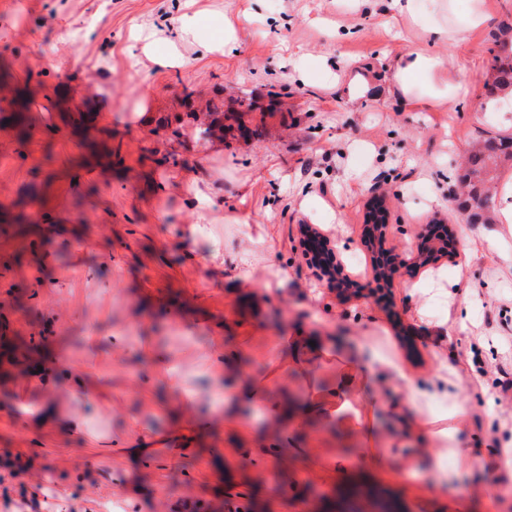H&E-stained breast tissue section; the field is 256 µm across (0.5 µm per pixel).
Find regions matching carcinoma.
<instances>
[{"instance_id":"cac0c4a2","label":"carcinoma","mask_w":512,"mask_h":512,"mask_svg":"<svg viewBox=\"0 0 512 512\" xmlns=\"http://www.w3.org/2000/svg\"><path fill=\"white\" fill-rule=\"evenodd\" d=\"M490 64L492 95H512V24L501 27ZM512 166V135H491L476 142L465 158L458 180L464 188L459 208L473 224L490 222L489 207L496 193L500 169Z\"/></svg>"}]
</instances>
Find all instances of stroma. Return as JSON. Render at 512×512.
I'll use <instances>...</instances> for the list:
<instances>
[{"label":"stroma","mask_w":512,"mask_h":512,"mask_svg":"<svg viewBox=\"0 0 512 512\" xmlns=\"http://www.w3.org/2000/svg\"><path fill=\"white\" fill-rule=\"evenodd\" d=\"M485 22L465 40L433 35L431 0L415 15L392 0H0V512H512V226L468 223L453 197L457 162L480 136L512 133V111L485 119L492 37L512 21V0H483ZM220 16L236 40L210 51L209 31L159 67L134 35L148 24L178 38L183 15ZM415 47L461 69L448 106L408 107L390 90L392 60ZM374 89L350 96L348 72ZM261 105L246 111L241 101ZM215 135L200 139L205 108ZM147 110L148 124L134 121ZM208 183L220 206L213 236L227 253L263 225L287 288H235L208 273L184 238L195 216L186 185ZM388 208L393 251L430 222L446 224L457 253L405 270L377 302L370 264L349 269L357 294L319 279L303 230L340 259L363 251L372 196ZM496 242L483 249V238ZM420 292H412L414 284ZM464 318L443 339L437 325ZM291 329L385 344L407 378L379 372L376 392L406 400L440 358L470 411L450 452L459 477L438 488L434 445L405 424L358 436L308 417L292 440L279 425L215 411L225 378L266 382L303 402L336 383L326 361L274 368ZM128 336L125 345L112 336ZM241 349L229 373L209 366L218 347ZM178 366L198 394L187 406L164 376ZM55 376L39 384L37 369ZM50 403L84 418L28 423L20 403Z\"/></svg>","instance_id":"1"}]
</instances>
